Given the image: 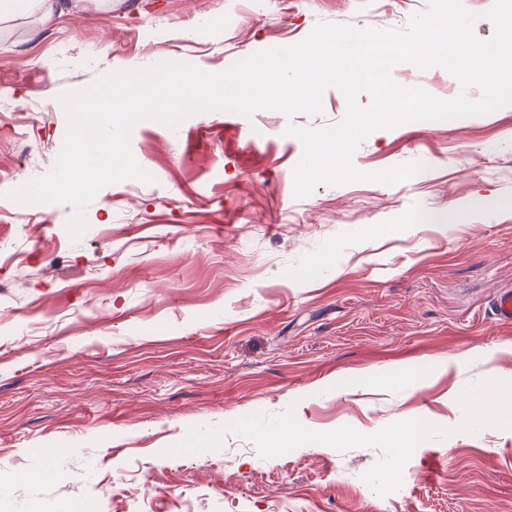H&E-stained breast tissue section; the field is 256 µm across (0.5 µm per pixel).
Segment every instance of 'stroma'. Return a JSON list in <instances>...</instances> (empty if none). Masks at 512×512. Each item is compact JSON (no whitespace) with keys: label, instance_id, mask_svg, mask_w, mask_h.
<instances>
[{"label":"stroma","instance_id":"obj_1","mask_svg":"<svg viewBox=\"0 0 512 512\" xmlns=\"http://www.w3.org/2000/svg\"><path fill=\"white\" fill-rule=\"evenodd\" d=\"M427 0H83L53 23L0 24V512H512V429L459 431L462 390L512 381V103L374 129L366 178L296 196L302 144L347 111L195 113L138 122L148 181L103 186L71 239L70 206L17 211L8 190L48 174L61 93L191 58L208 73L303 42L320 23L406 29ZM393 79L480 99L439 66ZM416 163L414 179L372 175ZM432 215L410 223L413 213ZM331 258L335 272L302 273ZM428 369L418 388L396 383ZM294 408L306 428L374 434L423 419L401 482L363 480L377 446L309 443L271 458L237 433L169 455L194 426Z\"/></svg>","mask_w":512,"mask_h":512}]
</instances>
